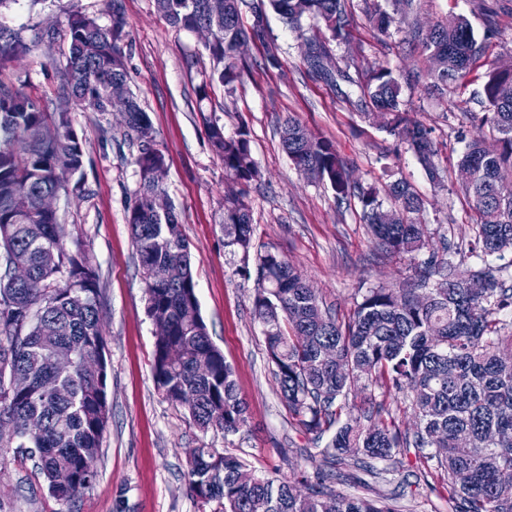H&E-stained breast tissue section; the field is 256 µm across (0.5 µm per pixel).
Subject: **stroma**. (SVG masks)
I'll list each match as a JSON object with an SVG mask.
<instances>
[{"instance_id":"obj_1","label":"stroma","mask_w":512,"mask_h":512,"mask_svg":"<svg viewBox=\"0 0 512 512\" xmlns=\"http://www.w3.org/2000/svg\"><path fill=\"white\" fill-rule=\"evenodd\" d=\"M120 6L125 22L128 85L148 113L165 154L167 198L178 213L193 258L201 315L214 345L235 369L237 386L248 404L249 420L233 435L199 429L182 406L165 400L153 378L155 326L146 312L142 269L127 223V209L140 183L137 148L126 143L120 113L77 109L72 123L83 142L81 173L57 200V211L71 238L81 240L99 274L100 318L107 363L111 418L101 440L92 488L73 501L51 497L47 484L25 454L0 469V512H219L218 503L200 506L187 488V461L196 448H214L243 458L257 474L287 478L315 456L319 443L299 425L282 402L268 362L263 326L255 318L256 283L237 274L239 256L224 246L221 217L227 183L224 165L207 140L203 117H220L226 132L239 123L251 130V145L261 170L242 186L256 227L254 243L288 259L317 290L324 305L347 320L357 291L394 288L413 276L430 252L444 243L467 244L476 214L460 188L458 160L477 129L470 113L480 111L482 76L490 64L512 65V0H419L407 22L382 34L369 22L363 0H352L346 41L331 43L335 62L347 78L316 79L306 60V38L325 34L304 20L299 37L276 13L268 27L282 66L265 67L264 48L249 45V70L233 93L213 85L200 100L202 74L212 67L201 34L169 26L155 0H39L38 4L0 8V21L32 36L34 27L63 28L74 11L112 24ZM466 17L485 51L469 74L443 96L425 93V53L407 41L410 25L429 28L454 16ZM494 24H487V17ZM61 44L35 47L14 67V74L35 97L51 102L57 93L54 62ZM384 63L409 76L402 100L411 117L430 127L437 149L440 180H431L414 153L361 116L357 81L370 65ZM333 142L347 161L354 181L384 186L403 179L424 199L421 216L431 232L426 250L411 256L382 251L367 235L356 200L337 202L332 190L307 180L280 144L288 117ZM359 406H379L386 421L413 431L415 417L408 393L370 383L350 394ZM396 469L378 487H404L401 512H449L448 489L433 466L413 451H400Z\"/></svg>"}]
</instances>
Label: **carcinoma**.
Here are the masks:
<instances>
[{
  "mask_svg": "<svg viewBox=\"0 0 512 512\" xmlns=\"http://www.w3.org/2000/svg\"><path fill=\"white\" fill-rule=\"evenodd\" d=\"M173 28L207 34L204 47L213 73L199 88L201 98L216 81L232 91L242 81L244 48L257 42L264 64L281 67L268 27L242 15L253 14L252 0H155ZM294 31L309 18L327 32L308 39L307 61L316 76L335 82L329 44L346 38L351 22L348 0H264ZM409 41L429 52L428 88L445 94L481 51L463 17L408 32ZM63 39L56 68L57 101L48 108L9 76L31 45L52 46ZM127 38L120 5L112 3V28L79 12L69 15L63 32L37 30L26 39L0 24V468L10 448L32 446L51 496L69 502L91 487L100 442L110 418L107 364L100 330L99 277L82 242L69 240L58 212L43 198L64 190L83 165V146L71 110L122 112L126 136L138 148L140 183L127 210V224L142 268L147 314L155 336L153 376L163 397L188 410L201 429L233 435L247 422V405L224 353L211 341L195 293L191 254L173 204L156 212L165 195V156L156 131L128 87L123 42ZM401 74L383 64L369 67L361 90L369 111L364 118L407 143L429 176L440 178L430 130L402 109ZM478 135L458 163L471 174L462 184L477 214L469 251L482 265L460 279L452 260L430 256L419 271L396 288H369L355 302L348 322L336 321L297 269L268 248L254 250L255 228L242 194L224 195V247L239 254L237 272L257 270L254 315L263 325L268 360L280 395L305 430L321 438L320 450L340 465L359 467L392 461L397 449L413 448L418 458L436 461L448 482L454 512H512V328L495 315L512 308V285L496 264L512 250V67L495 65L484 75ZM210 146L233 184L260 176L250 130L240 123L228 135L220 119L206 121ZM288 158L305 176L326 182L336 200L355 198L368 234L387 253L412 254L428 241L420 220L423 202L404 181L388 185L391 206L380 190L353 181L347 162L333 143L290 117L281 127ZM426 291L421 303L417 293ZM71 350L66 371L49 361L53 348ZM332 347L336 361L320 357ZM16 376L29 380L26 391L12 388ZM387 391L411 394L416 427L412 434L388 425L382 410L347 409L345 401L362 381ZM442 444L434 446L435 433ZM247 465L239 457L197 448L189 461L188 488L199 502L218 501L224 512H396L389 498L346 494L328 485L319 470L294 479L253 475L238 480ZM61 470L72 472L68 487L56 484ZM468 472L464 483L457 474Z\"/></svg>",
  "mask_w": 512,
  "mask_h": 512,
  "instance_id": "cac0c4a2",
  "label": "carcinoma"
}]
</instances>
